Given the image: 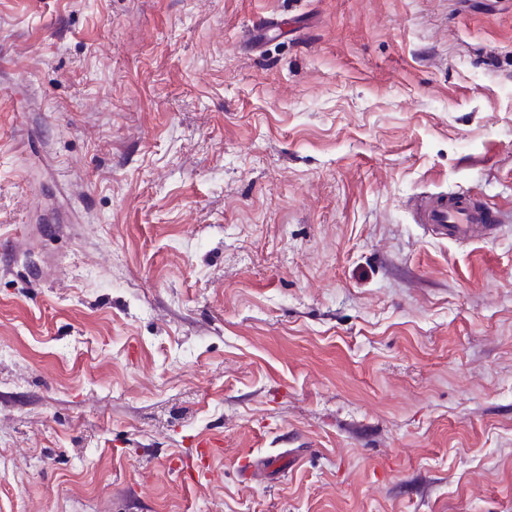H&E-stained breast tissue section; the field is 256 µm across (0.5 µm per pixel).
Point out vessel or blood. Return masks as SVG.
Instances as JSON below:
<instances>
[{
  "mask_svg": "<svg viewBox=\"0 0 512 512\" xmlns=\"http://www.w3.org/2000/svg\"><path fill=\"white\" fill-rule=\"evenodd\" d=\"M492 218L491 212L461 194H427L418 208L419 223L436 231L441 238L458 243L471 241L477 231L487 229ZM214 453L210 442L201 441L196 445L193 459L177 457L171 460L169 467L191 481L199 477L201 465Z\"/></svg>",
  "mask_w": 512,
  "mask_h": 512,
  "instance_id": "vessel-or-blood-1",
  "label": "vessel or blood"
}]
</instances>
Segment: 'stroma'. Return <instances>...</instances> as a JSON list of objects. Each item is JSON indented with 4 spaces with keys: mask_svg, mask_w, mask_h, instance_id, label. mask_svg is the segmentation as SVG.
<instances>
[{
    "mask_svg": "<svg viewBox=\"0 0 512 512\" xmlns=\"http://www.w3.org/2000/svg\"><path fill=\"white\" fill-rule=\"evenodd\" d=\"M0 512H512V0H0ZM492 219L491 212L462 194L436 193L423 196L417 223L433 229L443 239L467 243L478 230L486 232L494 227L487 224ZM216 450L217 449L213 448V444L210 442H198L195 450V458L186 461L181 457L174 458L170 461L169 467L173 471H177L184 479L193 481L204 474V472L199 469L201 465L205 464V460L213 457Z\"/></svg>",
    "mask_w": 512,
    "mask_h": 512,
    "instance_id": "1",
    "label": "stroma"
}]
</instances>
